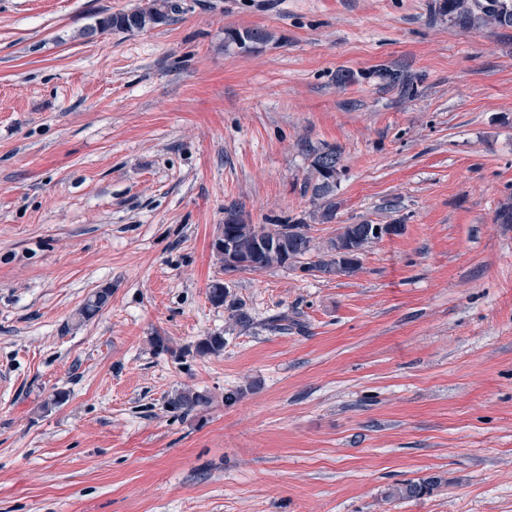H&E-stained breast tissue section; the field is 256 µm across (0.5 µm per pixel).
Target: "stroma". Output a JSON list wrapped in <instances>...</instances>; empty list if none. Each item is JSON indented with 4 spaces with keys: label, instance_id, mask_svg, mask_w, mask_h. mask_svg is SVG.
I'll return each instance as SVG.
<instances>
[{
    "label": "stroma",
    "instance_id": "35a3bbf8",
    "mask_svg": "<svg viewBox=\"0 0 512 512\" xmlns=\"http://www.w3.org/2000/svg\"><path fill=\"white\" fill-rule=\"evenodd\" d=\"M145 2L0 0V512H512V29L439 0H177L97 31ZM326 144L335 224L401 231L351 276L225 278V204L306 217ZM223 279L249 325L210 302ZM185 389L208 406L171 409ZM176 12L170 0H147L143 7L132 11L114 13L99 22V30H134L166 23ZM271 39L269 32L262 28H252L239 31L237 29H225L224 47L229 49L236 47L241 52H256L266 45ZM111 297V288H102L93 292L78 310V322L85 323L92 320L108 305ZM438 485V481L433 478L418 482L409 481L402 486L397 487L393 495L399 499H416L426 494H430Z\"/></svg>",
    "mask_w": 512,
    "mask_h": 512
}]
</instances>
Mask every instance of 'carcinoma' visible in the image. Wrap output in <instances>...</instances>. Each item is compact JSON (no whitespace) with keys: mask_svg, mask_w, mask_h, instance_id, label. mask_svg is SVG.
I'll return each mask as SVG.
<instances>
[{"mask_svg":"<svg viewBox=\"0 0 512 512\" xmlns=\"http://www.w3.org/2000/svg\"><path fill=\"white\" fill-rule=\"evenodd\" d=\"M176 12L171 0H147L143 7L114 13L99 22V30H134L166 23ZM439 12L448 22L462 29L512 27V0H442ZM271 39L262 28L239 31L224 30V47L241 52H256ZM380 79L389 86H399L405 94L415 91L414 82L396 71L383 70ZM309 174L306 190L311 192L315 209L309 214L311 222L304 220H276L270 224H253L244 216L242 207L232 203L224 207V225L231 235L233 248L241 271L256 272L286 268L297 260L308 266L314 275L331 279L352 275L361 268V256L379 241L370 224H341L334 233L319 242L311 235V224H330L336 219V189L343 172L342 154L332 145L313 148L308 153ZM111 288L93 292L78 310V322L92 320L108 305ZM224 349V337L207 336L199 341L195 350L200 355L218 354ZM175 410L192 411L208 405V399L190 390L182 391L170 400ZM438 481L427 479L409 481L395 489L393 496L416 499L431 493Z\"/></svg>","mask_w":512,"mask_h":512,"instance_id":"1","label":"carcinoma"}]
</instances>
